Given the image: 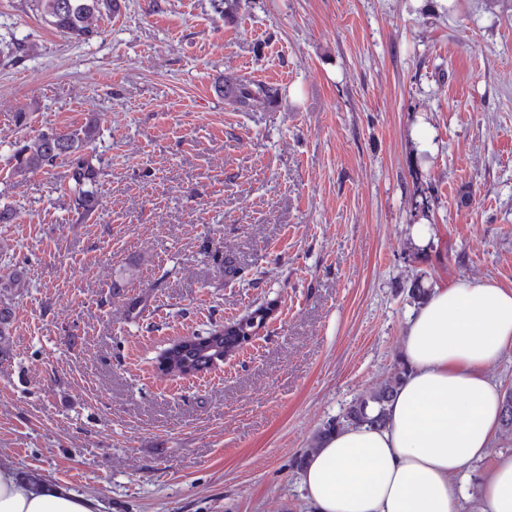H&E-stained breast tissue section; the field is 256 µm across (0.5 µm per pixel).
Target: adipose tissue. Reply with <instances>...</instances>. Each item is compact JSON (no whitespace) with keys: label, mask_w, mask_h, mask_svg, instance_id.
<instances>
[{"label":"adipose tissue","mask_w":512,"mask_h":512,"mask_svg":"<svg viewBox=\"0 0 512 512\" xmlns=\"http://www.w3.org/2000/svg\"><path fill=\"white\" fill-rule=\"evenodd\" d=\"M512 346V290L460 280L436 287L410 318V372L389 423L331 433L302 466L310 512H459L452 478L485 457L502 397L486 375ZM482 512H512V454L480 486ZM99 503L52 483L32 486L0 459V512H99Z\"/></svg>","instance_id":"1"}]
</instances>
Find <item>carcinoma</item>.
<instances>
[{
    "mask_svg": "<svg viewBox=\"0 0 512 512\" xmlns=\"http://www.w3.org/2000/svg\"><path fill=\"white\" fill-rule=\"evenodd\" d=\"M119 0H30V8L52 30L63 39L74 43H85L101 36L98 19L118 8ZM224 97L238 112H254L278 94V89L265 83L238 78L224 82ZM98 120L90 119L79 133H59L48 130L37 137L18 144L14 155L13 173L26 177L37 173H49V169L63 160L68 163V182L66 195L68 209L84 220L101 206L99 185L103 176L101 163L93 162L89 153ZM29 287L27 273L15 268L0 275V292L21 294ZM409 297L417 304L423 303L430 289L422 286V276L414 277L408 289ZM13 310L0 304V359L10 350V338L13 332ZM210 343H202L191 337L182 338L157 357V370L162 374L181 378L186 373L183 359L203 357L207 348H219L226 338L218 330L207 332ZM407 376L405 362H400L395 372L380 386L354 398L341 415L328 422L317 435L322 441L329 433L351 425H367L382 428L387 423V406L400 384Z\"/></svg>",
    "mask_w": 512,
    "mask_h": 512,
    "instance_id": "1",
    "label": "carcinoma"
}]
</instances>
